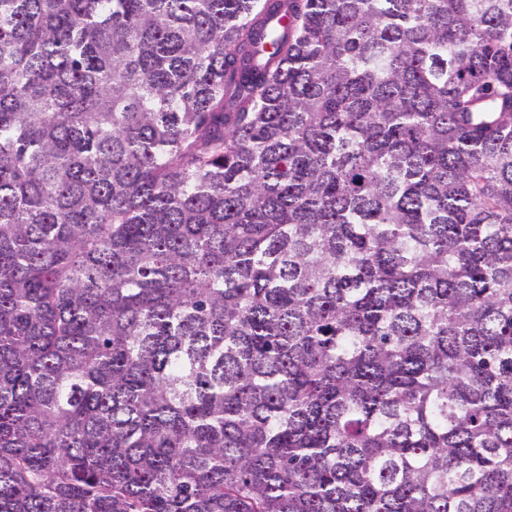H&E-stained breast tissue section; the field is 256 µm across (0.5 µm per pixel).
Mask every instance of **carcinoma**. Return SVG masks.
<instances>
[{
	"label": "carcinoma",
	"mask_w": 512,
	"mask_h": 512,
	"mask_svg": "<svg viewBox=\"0 0 512 512\" xmlns=\"http://www.w3.org/2000/svg\"><path fill=\"white\" fill-rule=\"evenodd\" d=\"M0 512H512V0H0Z\"/></svg>",
	"instance_id": "1"
}]
</instances>
